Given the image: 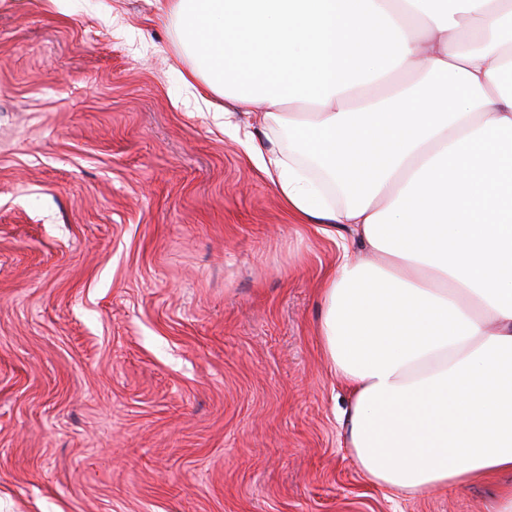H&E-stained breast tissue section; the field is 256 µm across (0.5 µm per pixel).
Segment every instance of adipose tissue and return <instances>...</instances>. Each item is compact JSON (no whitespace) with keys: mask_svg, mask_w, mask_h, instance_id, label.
<instances>
[{"mask_svg":"<svg viewBox=\"0 0 512 512\" xmlns=\"http://www.w3.org/2000/svg\"><path fill=\"white\" fill-rule=\"evenodd\" d=\"M184 77L288 149V211L364 256L317 335L350 394L345 441L404 497L508 476L512 512V0H163Z\"/></svg>","mask_w":512,"mask_h":512,"instance_id":"adipose-tissue-1","label":"adipose tissue"}]
</instances>
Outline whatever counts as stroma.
Wrapping results in <instances>:
<instances>
[{"mask_svg": "<svg viewBox=\"0 0 512 512\" xmlns=\"http://www.w3.org/2000/svg\"><path fill=\"white\" fill-rule=\"evenodd\" d=\"M155 0H0V512H487L366 482L315 334L341 255Z\"/></svg>", "mask_w": 512, "mask_h": 512, "instance_id": "1", "label": "stroma"}]
</instances>
